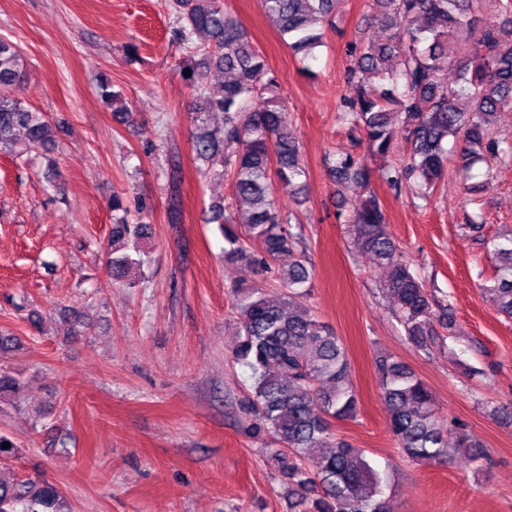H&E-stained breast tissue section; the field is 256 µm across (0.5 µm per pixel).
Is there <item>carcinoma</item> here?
Segmentation results:
<instances>
[{
    "label": "carcinoma",
    "instance_id": "obj_1",
    "mask_svg": "<svg viewBox=\"0 0 512 512\" xmlns=\"http://www.w3.org/2000/svg\"><path fill=\"white\" fill-rule=\"evenodd\" d=\"M180 40L203 56L205 70L229 75L216 86L194 84L197 120L219 112L224 128L201 125L193 151L221 167L232 194L214 205L219 215L234 207L248 211L244 231L229 218L219 223L224 259L250 260L269 271L277 266L275 299L259 286H233L229 294L236 314L232 357L251 371L244 400L257 428L278 447L266 461L288 486V502L302 512H391L384 478L364 450L336 436L334 423L353 420L359 399L345 346L305 303L311 274L306 246L291 232L289 218L276 200L278 188L297 186L306 175L300 145L288 129V100L277 76L242 25L224 11L221 0H176ZM295 56L307 59L323 43L325 28L342 0H260ZM378 20L400 27L403 38L392 44H354L348 69L349 94L341 101V119L361 132L366 154H345L331 169L338 182L360 188L348 228L360 249L389 270L382 286L405 328L408 340L428 353L444 344L434 327L435 298L410 266L397 259L385 213L370 189L369 163L386 169L388 179L429 202L447 159L452 136L471 162L492 159L484 176L492 179L512 167V141L497 137L495 114L512 109V0H375ZM204 35L208 41L197 43ZM457 44L448 56V41ZM27 64L17 44L0 37V154L15 157L55 146L56 126L42 112L23 104L17 93ZM454 73L448 81L444 75ZM405 128L407 159L385 166L395 126ZM147 213L133 219L119 196L112 198V228L105 265L112 283L126 285L128 269L147 263L143 246ZM493 285L498 312L512 320V234L491 241ZM291 261L278 265L282 256ZM381 394L389 406V433L413 461H446L471 448L470 435L441 414L428 385L396 356L376 361ZM21 379L0 367V399L16 393ZM457 444L448 447V437ZM0 512H71L66 497L45 478L6 474L4 463L17 443L0 432ZM324 448L319 467L306 466L309 451Z\"/></svg>",
    "mask_w": 512,
    "mask_h": 512
}]
</instances>
